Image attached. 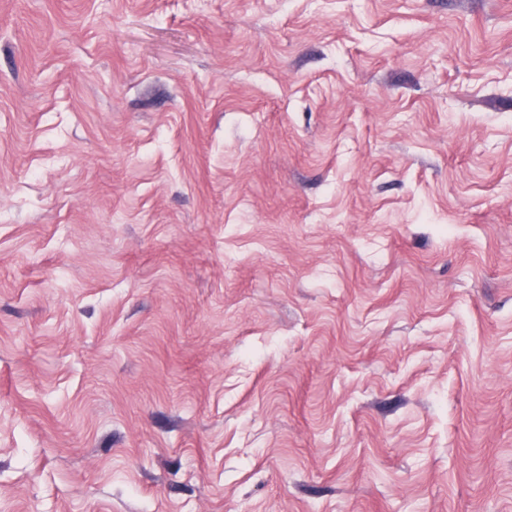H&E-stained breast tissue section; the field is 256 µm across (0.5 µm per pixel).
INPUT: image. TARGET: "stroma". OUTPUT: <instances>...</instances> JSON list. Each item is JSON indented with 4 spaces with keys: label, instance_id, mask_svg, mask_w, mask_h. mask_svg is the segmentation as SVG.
Here are the masks:
<instances>
[{
    "label": "stroma",
    "instance_id": "stroma-1",
    "mask_svg": "<svg viewBox=\"0 0 512 512\" xmlns=\"http://www.w3.org/2000/svg\"><path fill=\"white\" fill-rule=\"evenodd\" d=\"M0 512H512V0H0Z\"/></svg>",
    "mask_w": 512,
    "mask_h": 512
}]
</instances>
